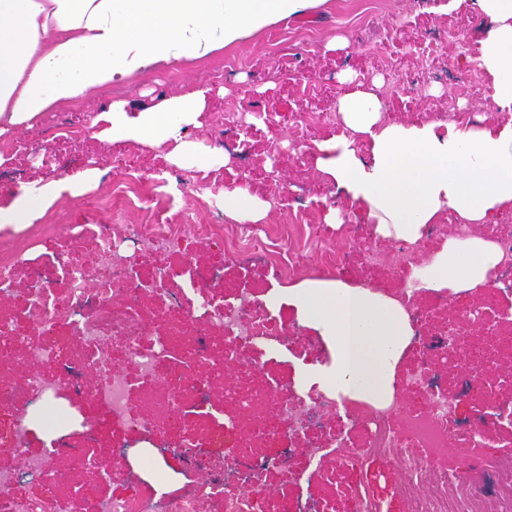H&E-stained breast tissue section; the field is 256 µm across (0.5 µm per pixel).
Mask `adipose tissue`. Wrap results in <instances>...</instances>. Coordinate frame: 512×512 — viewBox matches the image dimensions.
I'll return each mask as SVG.
<instances>
[{
    "instance_id": "obj_1",
    "label": "adipose tissue",
    "mask_w": 512,
    "mask_h": 512,
    "mask_svg": "<svg viewBox=\"0 0 512 512\" xmlns=\"http://www.w3.org/2000/svg\"><path fill=\"white\" fill-rule=\"evenodd\" d=\"M325 0H0V137L39 124L44 113L139 78L159 65L210 58L245 36L305 15ZM486 20L477 62L493 83L497 116L475 125L388 122L373 92L345 77L337 99L342 130L315 143L317 168L367 215L378 238L418 244L429 225L449 217L475 232L449 237L412 266L411 287L472 294L503 261L482 225L512 209V0H476ZM210 89L153 104L113 101L94 120L96 138L167 148L175 166L206 171L229 161L190 138ZM100 171L21 184L0 207V229L40 220L58 202L97 187ZM224 213L264 223L270 205L242 186L223 192ZM287 306L322 337L329 359L297 368L299 391L337 400L392 404L413 328L392 297L341 279H305L265 297Z\"/></svg>"
}]
</instances>
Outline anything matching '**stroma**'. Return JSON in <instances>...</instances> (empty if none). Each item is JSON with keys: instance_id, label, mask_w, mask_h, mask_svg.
Masks as SVG:
<instances>
[{"instance_id": "35a3bbf8", "label": "stroma", "mask_w": 512, "mask_h": 512, "mask_svg": "<svg viewBox=\"0 0 512 512\" xmlns=\"http://www.w3.org/2000/svg\"><path fill=\"white\" fill-rule=\"evenodd\" d=\"M448 2L380 0L372 9L363 0H326L324 7L249 35L211 59L157 68L131 83L101 91L92 104L79 101L61 107L55 118H42L35 129L0 138L1 207L11 202L19 182L59 179L90 167L103 172L97 189L60 202L43 221L18 231L0 230V253L12 258L11 276L0 284V311L9 315L17 335L28 336L32 330L19 312L15 291L31 285L34 271L39 270L43 285L57 295H68L71 283L64 268L73 263L90 270L97 267L98 255L88 242L87 230L98 224L111 225L112 261L130 276H139L148 267L180 266L185 270L184 276L167 281L140 304L143 331L152 337L164 335L172 322L181 320L186 323L185 334H193L194 326L186 317L197 306L198 296L189 288V276L196 271L215 272V279L207 281L205 288L228 301L237 290L261 297L274 288L322 277L310 248L317 239L346 255L343 279L391 292L400 288L399 266L373 265L369 254L386 251L397 259L409 254L419 261L440 249L437 232H426L419 245L410 247L377 238L365 214L350 206L332 180L315 166L313 144L335 135V125L302 130L298 124L301 113L335 111L342 90L339 78L347 72L355 73L365 89L375 90L385 100L384 117L389 121H414L455 110L467 113L474 123L491 117L492 81L475 63L481 19L471 0L457 9L449 8ZM332 33L350 40V52L323 50L325 38ZM201 86L213 88L215 94L201 118V128L191 130L190 135L229 152V166L203 174L171 165L163 150L149 145L110 144L92 136L95 107L114 99L140 104L148 95L157 99ZM227 112L238 113L244 125L252 114H270L268 124L253 137L249 152L236 151L234 133L220 126L218 118ZM159 170L165 171L169 184L154 183ZM127 171L140 177L139 195L115 216L105 210L103 200L121 185ZM181 179L205 181L211 190L201 197L184 195L177 187ZM238 185L266 200L282 193V201L273 202L264 226L281 253L282 265L244 259L239 252L197 234L199 224H219L228 233L236 230V223L224 215L219 194ZM331 206L342 210L344 223H325ZM179 223L184 229L177 241L160 239L150 246L131 230L135 224ZM286 264L291 267L287 273L282 270ZM280 314L286 329L294 333V342L264 368L242 365L233 369L231 379L240 389H255L273 376L279 379L282 391L295 392L298 365L311 352H325L320 336L302 325L294 311L285 307ZM62 404L71 408L74 424L52 440L30 430L26 450L38 453L52 442L64 448L90 447L97 471L74 466L69 481L93 487L99 496L139 492L141 482L131 480L129 469L160 448L168 449V456L159 460L153 471L144 473L142 481L166 483L171 491H190L183 473L195 471L198 458H206L214 468L224 462L221 448L205 446L187 456L175 452L194 434L207 433L209 417H199L190 427L173 421L157 434H134L121 426L107 427L104 406L80 393L64 394ZM278 430L289 440L285 460L267 463V455L277 446L258 442L249 462L225 469L224 484L232 488L244 481L256 491L286 489L293 512H316L329 490L305 446L320 439L323 431L314 426L297 437L287 425H279ZM454 468L461 482L477 488L485 512H500L490 463L477 466L458 461ZM339 480L346 486L371 484L385 512H405L395 490L397 475L385 457H371L363 471L340 474Z\"/></svg>"}]
</instances>
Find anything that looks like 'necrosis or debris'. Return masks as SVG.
Wrapping results in <instances>:
<instances>
[{
    "instance_id": "obj_1",
    "label": "necrosis or debris",
    "mask_w": 512,
    "mask_h": 512,
    "mask_svg": "<svg viewBox=\"0 0 512 512\" xmlns=\"http://www.w3.org/2000/svg\"><path fill=\"white\" fill-rule=\"evenodd\" d=\"M101 269L87 275L79 266L66 270L73 283L68 296L60 297L48 288L18 290L17 302L32 330L39 333L37 342L26 349L31 367L15 380L0 382V406L13 404L17 393L38 400L52 422H60L56 407L59 387L49 383L33 364L55 360L67 354L69 362L90 367L92 382L83 383L84 396L104 402L114 423L133 431H158L168 419L193 423L197 415L207 413L212 393L223 392L225 399L236 403L240 412L252 413L256 424L241 430L237 415L214 418L209 436H195L192 447L210 444L225 447L233 433H240V452L226 459L227 467L239 466L248 457L254 441L268 438L270 417L287 421L293 431L309 426L310 414L345 410L359 422L365 432L364 446L353 445L335 422H328L321 446L311 449L316 460H324L327 449H335L338 468H322L325 481L336 483L337 469L362 471L373 454L390 460L399 477L396 492L406 499L407 512H479L472 487L456 479L448 467L449 456L468 460L482 459L487 449L501 447L494 425H512V402L500 399L501 386L512 387V350L500 353L488 350L470 352L462 334L464 325L475 324L497 336L503 326L512 327V308L487 310L481 300L458 306L445 302L446 317L433 337L423 346L419 364L396 380V407H404L402 424H395L396 408H377L366 404L339 405L332 395L317 391L306 394L282 393L276 379H268L262 388L245 392L228 378L232 368L249 363L250 348L276 351L287 345L289 336L282 322L273 317L265 304L253 298L234 302L207 298L200 300L190 319L196 326V342L191 353L180 350L183 325L171 323L166 334L145 339L138 319L142 297L157 291L159 285L181 276L177 267L150 270L139 280H129L115 271L110 258V243L104 232H95ZM90 309L92 319L73 336H60L58 325L73 322L77 313ZM234 325V334L224 337V356L215 361L207 356L206 337L210 330H224ZM122 343L126 365L112 362L111 346ZM445 362L460 370L470 381L471 398L476 407L489 415V422L458 421V403L447 391L437 388L432 375L436 362ZM153 386L165 391L158 403L134 406L132 393L137 385ZM418 393L429 404L422 410L407 409V396ZM69 461L58 449L28 455L23 474L0 472V512H54L52 497L33 498L18 492L21 477H28L49 488L65 486ZM77 496L91 505V512H258L253 497L225 487L216 472L197 479L191 491L176 496H156L144 490L132 495L115 496L99 501L87 488Z\"/></svg>"
}]
</instances>
